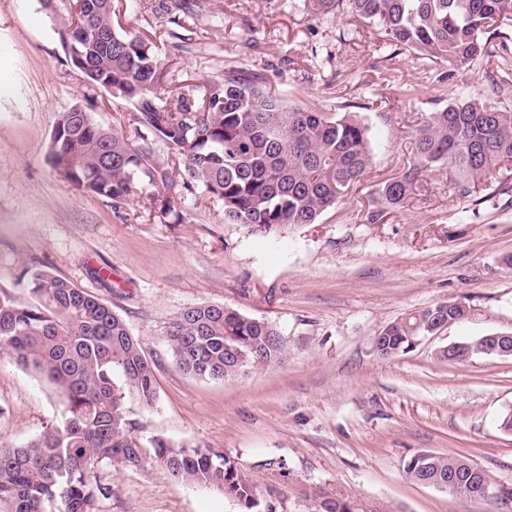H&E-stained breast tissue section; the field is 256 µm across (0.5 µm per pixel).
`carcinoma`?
I'll return each instance as SVG.
<instances>
[{
    "mask_svg": "<svg viewBox=\"0 0 512 512\" xmlns=\"http://www.w3.org/2000/svg\"><path fill=\"white\" fill-rule=\"evenodd\" d=\"M78 22L68 12L62 44L78 56L87 83L112 87V101L134 112L135 138L103 127L89 112L59 113L51 134L52 167L75 189L114 202L135 194L138 181L154 187L150 198L162 219L181 220L178 202L201 191L222 203L224 221L253 233L278 235L288 227L316 224L360 181L371 165L368 127L355 112H322L291 104L265 78L237 67L224 82L186 85L176 102L164 103L160 86L174 58L161 54L146 33L119 22L109 0ZM347 7L358 23L380 28L394 46L388 60L412 51L450 68L478 58L499 71L512 66L487 48L485 35L512 25V0H304L315 15ZM414 163L383 182L388 207L408 202L423 172L448 171L463 195L495 188L512 191V112L463 98L425 117L413 135ZM163 143L177 162L156 155ZM36 303L0 297V353L54 386L62 423L27 442H0V512H100L112 485L97 476L114 462L139 467L148 460L178 482L215 488L243 512H259L257 485L220 448L174 445L163 438L146 448L133 435L128 403L151 408L157 400L152 362L126 321L66 278L46 269L32 275ZM434 317L423 310L382 329L397 353L410 338L430 335ZM166 341L175 363L199 379L237 376L228 353L244 368L281 362L286 342L271 323L235 309L201 304L170 323ZM407 478L440 488L454 474L478 477L466 457L418 453ZM317 512H379L358 498L324 495Z\"/></svg>",
    "mask_w": 512,
    "mask_h": 512,
    "instance_id": "carcinoma-1",
    "label": "carcinoma"
}]
</instances>
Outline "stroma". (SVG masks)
I'll use <instances>...</instances> for the list:
<instances>
[{"instance_id":"obj_1","label":"stroma","mask_w":512,"mask_h":512,"mask_svg":"<svg viewBox=\"0 0 512 512\" xmlns=\"http://www.w3.org/2000/svg\"><path fill=\"white\" fill-rule=\"evenodd\" d=\"M122 0L123 26L155 35L176 57L160 96L187 83L220 82L227 66L264 76L291 102L359 113L372 163L318 223L279 237L224 221L221 202L199 194L183 221L156 218L151 186L120 204L76 190L48 153L59 112L81 105L100 124L133 134V112L88 87L60 39L65 0H0V296L34 303L40 266L112 306L153 362L157 401L131 404L140 440L161 437L223 449L258 486L264 512H315L317 496L354 497L380 512H500L492 500L463 503L411 482L417 453L463 455L494 483L512 487V358L440 359L441 348L512 333V196L477 203L446 172L422 174L403 207L376 190L412 165V135L430 113L464 97L512 111V83L476 60L448 69L401 57L395 91L378 28L347 13L314 15L303 0ZM459 301L466 316L412 351L376 356L386 324ZM224 305L273 323L284 363L223 381L179 369L165 341L186 308ZM52 388L0 360V441L21 444L61 419ZM284 464V473L266 467ZM112 485L101 512H239L221 491L174 480L161 466H102Z\"/></svg>"}]
</instances>
